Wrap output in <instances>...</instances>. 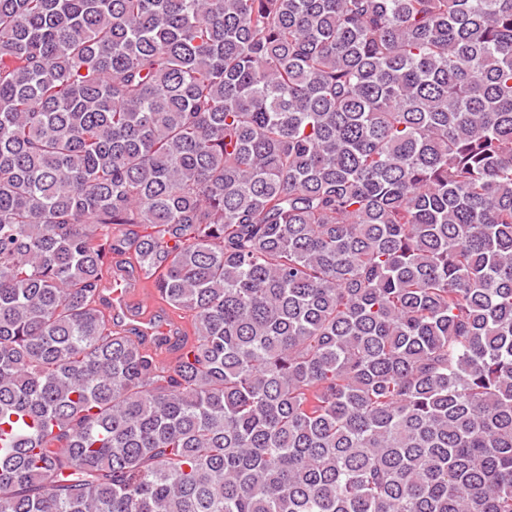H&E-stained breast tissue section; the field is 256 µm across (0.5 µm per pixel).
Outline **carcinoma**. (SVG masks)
Returning a JSON list of instances; mask_svg holds the SVG:
<instances>
[{
	"label": "carcinoma",
	"instance_id": "carcinoma-1",
	"mask_svg": "<svg viewBox=\"0 0 512 512\" xmlns=\"http://www.w3.org/2000/svg\"><path fill=\"white\" fill-rule=\"evenodd\" d=\"M0 512H512V0H0ZM107 313L112 315L115 323L125 326L131 330V336L138 341L143 342L149 347H159L161 355L166 357L167 345L160 344V339L154 337V333H160L162 336H175L176 330H183V324L180 320L169 316L167 322L160 319L161 327H157L156 319L152 318L151 313L154 302L158 303L160 308L165 306L158 299L154 290V302L151 290L137 274L127 273L121 264L112 263V280L107 288ZM138 301L141 308H134L133 301ZM145 307V309H144ZM166 307V306H165Z\"/></svg>",
	"mask_w": 512,
	"mask_h": 512
}]
</instances>
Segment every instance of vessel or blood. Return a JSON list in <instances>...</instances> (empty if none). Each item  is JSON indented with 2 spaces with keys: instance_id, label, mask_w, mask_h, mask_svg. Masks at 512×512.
<instances>
[{
  "instance_id": "b4317fda",
  "label": "vessel or blood",
  "mask_w": 512,
  "mask_h": 512,
  "mask_svg": "<svg viewBox=\"0 0 512 512\" xmlns=\"http://www.w3.org/2000/svg\"><path fill=\"white\" fill-rule=\"evenodd\" d=\"M107 311L115 323L130 329L133 338L151 347H158L160 336H172L182 329L176 318L162 325L151 316L152 293L140 276L127 273L121 264H113L112 280L107 288Z\"/></svg>"
}]
</instances>
